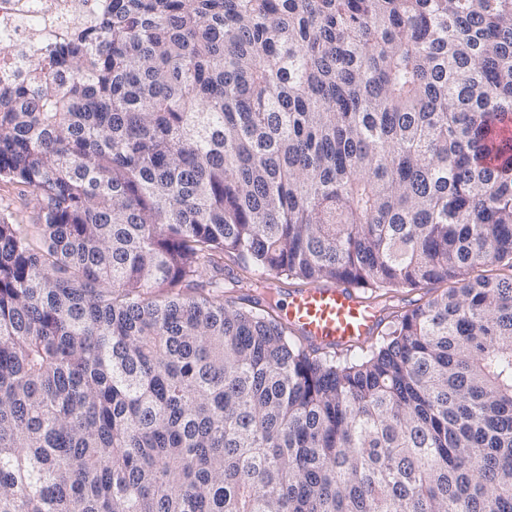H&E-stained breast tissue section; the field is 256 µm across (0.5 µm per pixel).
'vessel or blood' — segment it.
<instances>
[{
    "instance_id": "obj_1",
    "label": "vessel or blood",
    "mask_w": 512,
    "mask_h": 512,
    "mask_svg": "<svg viewBox=\"0 0 512 512\" xmlns=\"http://www.w3.org/2000/svg\"><path fill=\"white\" fill-rule=\"evenodd\" d=\"M281 316L307 343L322 347L362 342L375 333L382 321L381 312L370 307L350 284L292 290Z\"/></svg>"
}]
</instances>
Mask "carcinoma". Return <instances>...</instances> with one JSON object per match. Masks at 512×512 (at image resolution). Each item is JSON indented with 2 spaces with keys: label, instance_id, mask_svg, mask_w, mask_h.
<instances>
[{
  "label": "carcinoma",
  "instance_id": "carcinoma-1",
  "mask_svg": "<svg viewBox=\"0 0 512 512\" xmlns=\"http://www.w3.org/2000/svg\"><path fill=\"white\" fill-rule=\"evenodd\" d=\"M9 51L0 512H512V0H109ZM226 258L452 287L327 350ZM38 201L32 189L0 180V214L12 215L14 223L37 224ZM236 291L234 293V301L237 306L245 307V308H265L267 305L268 297L261 294L259 290L251 287L249 283H246V280L243 283L235 288ZM259 302V304H255V302Z\"/></svg>",
  "mask_w": 512,
  "mask_h": 512
}]
</instances>
